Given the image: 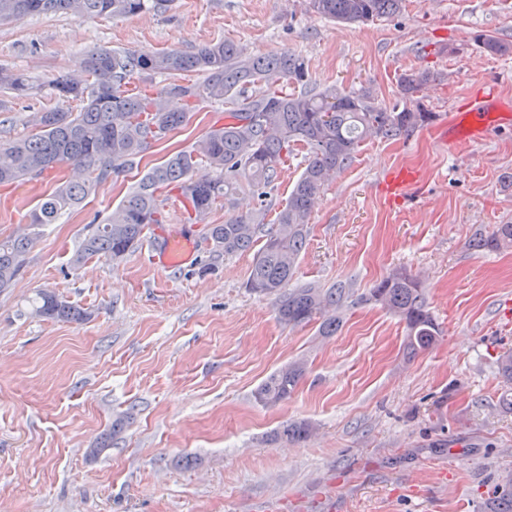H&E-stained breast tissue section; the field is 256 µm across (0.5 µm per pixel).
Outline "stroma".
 <instances>
[{"label":"stroma","mask_w":512,"mask_h":512,"mask_svg":"<svg viewBox=\"0 0 512 512\" xmlns=\"http://www.w3.org/2000/svg\"><path fill=\"white\" fill-rule=\"evenodd\" d=\"M512 41V0H404L397 16L340 23L306 0H174L163 14L127 18L35 15L0 24V67L30 76L39 94L0 90V141L27 135L31 112L53 106L47 81L78 74L97 47L186 53L220 39L245 54L288 51L312 85L372 89L406 106L401 74L435 73L415 101L435 121L408 137L366 140L320 191L295 283L345 281L355 303L334 335L281 323L274 297L250 291L252 252L213 253L204 224L252 211L215 204L187 220L168 194L169 223L144 232L120 263H75L92 220H105L154 165L194 145L224 115L201 101L191 121L132 169L98 184L57 223L30 214L60 178L0 187V240L32 234L26 266L0 293V505L6 512H480L512 478V248L475 240L512 224V121L482 141L441 147V133L476 107L485 82L512 100V56L493 57L475 31ZM415 182L402 195L400 170ZM193 239L181 266L153 260L152 239ZM420 279L441 334L407 356L406 324L364 302L389 273ZM50 289L88 309L83 323L30 316ZM302 359L304 378L277 405L256 390ZM306 421L304 441L282 428Z\"/></svg>","instance_id":"1"}]
</instances>
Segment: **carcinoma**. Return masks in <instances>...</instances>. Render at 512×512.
<instances>
[{"instance_id": "carcinoma-1", "label": "carcinoma", "mask_w": 512, "mask_h": 512, "mask_svg": "<svg viewBox=\"0 0 512 512\" xmlns=\"http://www.w3.org/2000/svg\"><path fill=\"white\" fill-rule=\"evenodd\" d=\"M173 0H0V22L27 16L65 13L79 16L126 17L145 10L165 12ZM403 0H308L310 12L337 22L364 23L399 13ZM474 42L493 56L512 54V42L490 32L474 33ZM187 72L203 75L200 83H179ZM172 78L156 92L129 89L143 75ZM426 69L405 73L400 91L411 96L431 81ZM303 87L286 94L284 83ZM55 98L79 100L73 112L60 106L33 112L29 122L35 133L0 143V186L12 185L74 163L81 178L68 180L41 200L31 212L30 225L53 224L74 210L91 188L121 173L140 153L165 133L187 121L188 111L204 99L228 105L224 124L212 127L189 150H183L152 167L135 189L112 211L108 222L96 225L75 254V263L98 256L120 262L140 242L146 228L164 224L167 216L159 192L179 190L198 218L219 201L231 205L247 189L259 207L228 224L205 225V239L213 251L233 254L250 250L260 237L264 244L254 255L247 287L277 296L279 320L288 326L319 323L318 332L329 336L340 327L335 315L349 297L339 282L329 288L314 283L290 287L298 257L309 234V220L317 196L330 178L353 162L362 142L371 138L394 139L431 124L434 113L387 109L375 103L370 89L340 91L310 87L305 61L286 52L251 58L230 40L208 43L192 55L176 49L144 55L135 50L95 48L80 62V77L58 76L49 81ZM0 89L17 96L33 94L37 86L24 75L0 68ZM184 101L180 112L168 107V96ZM308 148V163L292 189L288 202L271 227H266L267 197L281 165L294 147ZM206 163L215 175L193 179ZM31 239L27 236L0 241V292L12 287L26 264ZM476 246L499 250L512 246V224H499ZM369 300L398 316L406 324L404 348L417 353L429 348L440 334L429 312L421 282L405 271H394L377 283ZM32 314L39 318L83 322L90 313L69 304L48 289L38 291ZM306 372L295 361L269 375L257 398L276 405L293 393ZM311 426L291 423L283 434L291 441L307 438ZM483 512H512V480L495 488Z\"/></svg>"}]
</instances>
